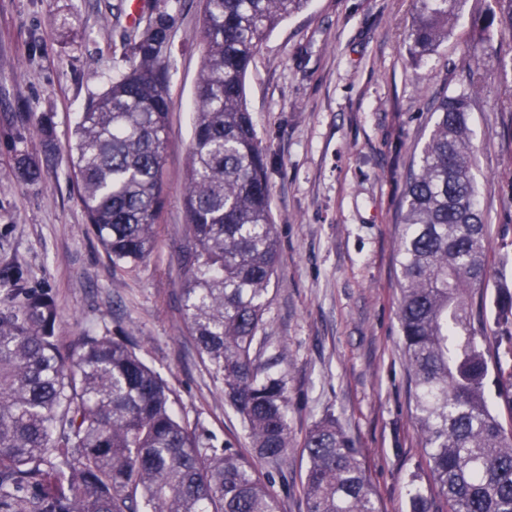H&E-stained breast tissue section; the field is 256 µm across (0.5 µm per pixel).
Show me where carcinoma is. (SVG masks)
Instances as JSON below:
<instances>
[{"instance_id": "carcinoma-1", "label": "carcinoma", "mask_w": 512, "mask_h": 512, "mask_svg": "<svg viewBox=\"0 0 512 512\" xmlns=\"http://www.w3.org/2000/svg\"><path fill=\"white\" fill-rule=\"evenodd\" d=\"M467 0H418L409 34L415 60L453 33ZM309 0H204L203 64L185 195V317L198 351L240 417L251 457L217 448L174 409L170 389L136 344L109 331L69 347L55 336L58 309L22 274H0V512H280L256 462L282 463L292 437L284 349L260 335L280 262L264 148L244 80L262 42ZM493 47L512 36V0H493L471 24ZM168 5L129 24V67L79 114L66 148L87 222L112 265L147 260L164 201L171 100L165 50ZM481 74L438 98L430 139L406 178L397 255L404 358L414 420L437 495L448 512H512V289L491 265L477 203L470 112ZM28 153L16 175L33 180ZM495 283L492 325L477 333L473 296ZM495 370H490V364ZM306 512H380L362 449L333 414L306 433ZM410 512H436L409 478Z\"/></svg>"}]
</instances>
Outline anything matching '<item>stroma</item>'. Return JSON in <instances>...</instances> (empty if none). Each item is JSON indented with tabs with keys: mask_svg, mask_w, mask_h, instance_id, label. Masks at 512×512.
Returning a JSON list of instances; mask_svg holds the SVG:
<instances>
[{
	"mask_svg": "<svg viewBox=\"0 0 512 512\" xmlns=\"http://www.w3.org/2000/svg\"><path fill=\"white\" fill-rule=\"evenodd\" d=\"M416 0H310L264 41L245 76V99L267 157L280 264L265 334L285 345L292 442L280 467L259 464L281 512H305L302 444L335 414L366 456L381 512H409L404 483L432 477L414 421L398 319L397 245L407 173L427 142L443 92L462 65L483 86L470 119L478 203L490 253L512 279V39L491 58L455 30L414 64L408 33ZM129 0H0V272L19 269L56 301V334L135 337L171 390L175 408L200 421L215 446L248 449L237 414L202 361L184 316L185 171L193 97L203 61L201 0H178L169 49L171 117L165 203L157 248L114 268L89 232L64 149L89 98L124 72ZM51 122L53 139L33 132ZM39 160L36 181L14 159Z\"/></svg>",
	"mask_w": 512,
	"mask_h": 512,
	"instance_id": "1",
	"label": "stroma"
}]
</instances>
